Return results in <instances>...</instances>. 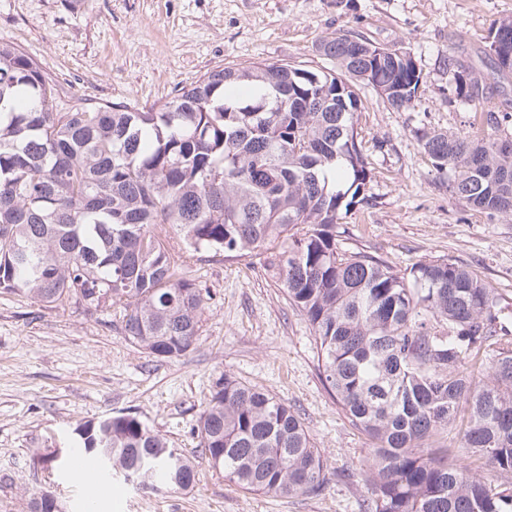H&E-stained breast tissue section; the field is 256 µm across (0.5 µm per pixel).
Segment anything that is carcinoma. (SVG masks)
Returning <instances> with one entry per match:
<instances>
[{
    "label": "carcinoma",
    "mask_w": 512,
    "mask_h": 512,
    "mask_svg": "<svg viewBox=\"0 0 512 512\" xmlns=\"http://www.w3.org/2000/svg\"><path fill=\"white\" fill-rule=\"evenodd\" d=\"M499 73L512 74V16L489 39ZM345 34L320 41L324 71L286 63L214 70L155 111L99 104L59 112L38 65L0 44V293L122 311L125 336L158 357L197 340L209 293L179 276L184 249L225 256L266 251L288 301L312 327L318 368L350 423L372 442L367 512H512V336L499 297L450 260L401 273L336 243L342 211L368 170L354 115L363 86L396 112L413 106L423 76L402 51L383 59ZM454 91L479 96V72L448 62ZM499 138L425 131L419 145L448 171L456 200L512 217V151ZM486 366L476 382L461 368ZM462 416L468 457L491 464L499 489L466 459L427 442ZM60 461H112V473L152 489L187 491L198 463L130 413L87 426ZM200 457L242 489L319 492L325 459L300 416L276 396L218 381L194 429Z\"/></svg>",
    "instance_id": "cac0c4a2"
}]
</instances>
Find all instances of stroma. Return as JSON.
<instances>
[{
  "label": "stroma",
  "mask_w": 512,
  "mask_h": 512,
  "mask_svg": "<svg viewBox=\"0 0 512 512\" xmlns=\"http://www.w3.org/2000/svg\"><path fill=\"white\" fill-rule=\"evenodd\" d=\"M512 0H0V44L34 60L55 83L59 109L116 103L159 109L208 72L230 64L324 67L316 46L345 33L411 52L424 79L413 107L396 112L372 88L355 121L369 178L336 226L343 250L406 270L449 259L500 296L512 332V217H490L452 198L418 137L512 135L486 112L512 113V77L496 79L488 55L495 20ZM473 67L482 96L457 97L447 59ZM186 277L210 299L186 355L167 359L131 343L119 310L71 301L42 305L0 293V512H28L55 491L65 512L94 501L95 486L52 474L37 455L73 447L76 428L133 412L179 452L221 377L275 394L300 415L324 452L326 483L295 497L247 492L208 466L188 491L140 490L116 480L98 512H364L372 444L325 389L313 332L288 303L269 255L184 254Z\"/></svg>",
  "instance_id": "stroma-1"
}]
</instances>
